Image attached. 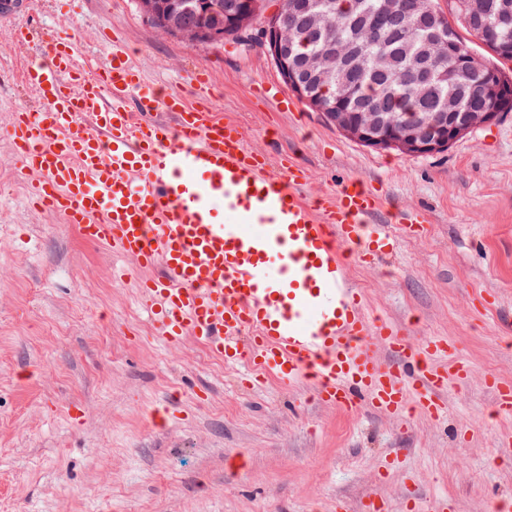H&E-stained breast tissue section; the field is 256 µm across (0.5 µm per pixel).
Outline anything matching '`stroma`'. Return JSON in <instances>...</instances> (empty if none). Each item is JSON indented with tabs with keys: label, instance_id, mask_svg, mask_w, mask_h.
Returning a JSON list of instances; mask_svg holds the SVG:
<instances>
[{
	"label": "stroma",
	"instance_id": "35a3bbf8",
	"mask_svg": "<svg viewBox=\"0 0 512 512\" xmlns=\"http://www.w3.org/2000/svg\"><path fill=\"white\" fill-rule=\"evenodd\" d=\"M66 17L81 54L108 61L116 33L149 81L192 98L208 75L211 106L249 147L303 168V193L352 181L385 190L376 224L422 215L397 254L357 260L350 280L369 314L416 345L448 338L470 363L448 385V415H340L306 385L246 389L194 341L161 342L135 262L83 241L65 219L31 208L13 177L11 115L39 109L22 81ZM0 512H350L371 493L388 512L447 498L453 512L512 503V415L489 419L487 374L512 381V112L448 150L407 155L362 146L294 100L258 48L186 44L160 33L135 0H19L0 13ZM129 272L113 280V267ZM171 409L180 419L155 425ZM401 468L380 474L386 456Z\"/></svg>",
	"mask_w": 512,
	"mask_h": 512
}]
</instances>
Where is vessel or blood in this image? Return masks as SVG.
Returning a JSON list of instances; mask_svg holds the SVG:
<instances>
[{
    "label": "vessel or blood",
    "instance_id": "vessel-or-blood-1",
    "mask_svg": "<svg viewBox=\"0 0 512 512\" xmlns=\"http://www.w3.org/2000/svg\"><path fill=\"white\" fill-rule=\"evenodd\" d=\"M23 81L43 108L13 114L16 177L34 207L149 270L140 286L164 343L194 339L251 391L306 382L343 413L446 415L440 394L470 365L449 360L445 339L414 346L371 319L342 252L362 262L394 254L422 220L372 223L383 195L358 181L305 198L302 168L285 157L271 167L217 118L206 75L194 79L195 102L161 93L120 42L96 67L55 34ZM217 198L237 223L222 222ZM487 386L496 413H511L512 383L491 374Z\"/></svg>",
    "mask_w": 512,
    "mask_h": 512
}]
</instances>
